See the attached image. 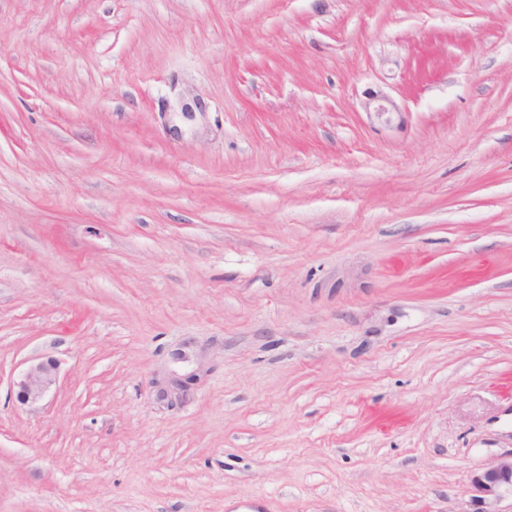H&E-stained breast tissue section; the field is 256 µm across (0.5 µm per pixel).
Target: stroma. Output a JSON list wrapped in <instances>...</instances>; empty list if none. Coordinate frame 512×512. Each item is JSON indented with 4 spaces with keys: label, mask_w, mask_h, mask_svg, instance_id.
Listing matches in <instances>:
<instances>
[{
    "label": "stroma",
    "mask_w": 512,
    "mask_h": 512,
    "mask_svg": "<svg viewBox=\"0 0 512 512\" xmlns=\"http://www.w3.org/2000/svg\"><path fill=\"white\" fill-rule=\"evenodd\" d=\"M505 448L512 0H0V512H468ZM364 108L370 118L390 125L394 120V114L400 118L402 112L398 104L384 93L373 94L368 101L365 102ZM57 376L58 364L52 359L28 364L13 382L17 401L22 405L42 401L56 384Z\"/></svg>",
    "instance_id": "obj_1"
}]
</instances>
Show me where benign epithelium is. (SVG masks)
Returning <instances> with one entry per match:
<instances>
[{"instance_id": "1", "label": "benign epithelium", "mask_w": 512, "mask_h": 512, "mask_svg": "<svg viewBox=\"0 0 512 512\" xmlns=\"http://www.w3.org/2000/svg\"><path fill=\"white\" fill-rule=\"evenodd\" d=\"M364 108L371 118L386 125L393 122L394 115L401 114L398 104L384 93L371 96ZM57 376L58 364L52 359L28 364L13 382L17 401L22 405L42 401L56 384ZM194 380L193 374L185 378L176 377L160 394L163 397H184L192 391ZM470 487L473 512H512V504L506 509L502 506L504 500H512V449L494 456L474 471Z\"/></svg>"}]
</instances>
